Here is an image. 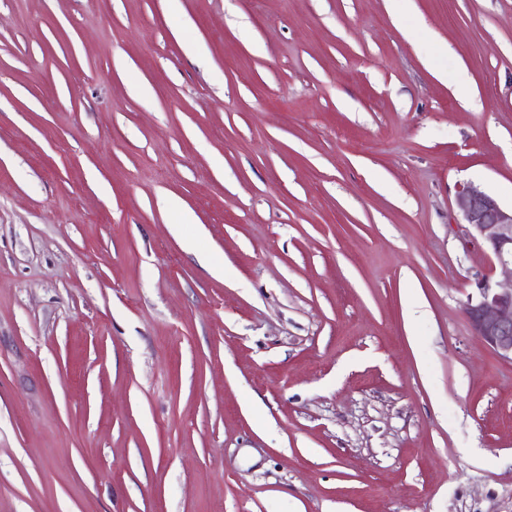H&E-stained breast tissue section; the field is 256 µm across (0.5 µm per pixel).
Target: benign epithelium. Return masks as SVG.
<instances>
[{"mask_svg":"<svg viewBox=\"0 0 512 512\" xmlns=\"http://www.w3.org/2000/svg\"><path fill=\"white\" fill-rule=\"evenodd\" d=\"M455 206L469 239L484 248L491 265L512 275V207L472 183L457 188ZM465 314L474 336L500 358L512 362V281L479 278L467 296Z\"/></svg>","mask_w":512,"mask_h":512,"instance_id":"obj_1","label":"benign epithelium"}]
</instances>
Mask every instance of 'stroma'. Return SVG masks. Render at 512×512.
Masks as SVG:
<instances>
[{
	"label": "stroma",
	"mask_w": 512,
	"mask_h": 512,
	"mask_svg": "<svg viewBox=\"0 0 512 512\" xmlns=\"http://www.w3.org/2000/svg\"><path fill=\"white\" fill-rule=\"evenodd\" d=\"M464 183L512 0H0V512H512Z\"/></svg>",
	"instance_id": "obj_1"
}]
</instances>
